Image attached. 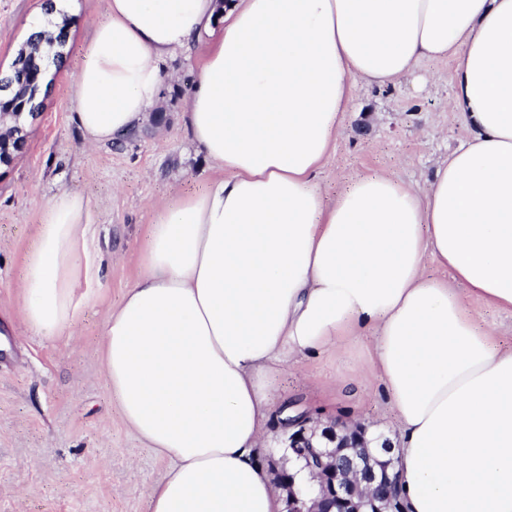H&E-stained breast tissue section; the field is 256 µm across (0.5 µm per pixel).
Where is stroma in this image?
<instances>
[{
	"instance_id": "35a3bbf8",
	"label": "stroma",
	"mask_w": 512,
	"mask_h": 512,
	"mask_svg": "<svg viewBox=\"0 0 512 512\" xmlns=\"http://www.w3.org/2000/svg\"><path fill=\"white\" fill-rule=\"evenodd\" d=\"M43 0H0V71L27 39ZM107 0H74L62 67L42 92L44 108L27 123L28 139L0 167V512H148L147 490L166 459L144 448L120 418L101 359L106 319L141 271L149 224L174 196L201 190L218 171L189 135L185 103L211 41L192 57H164L166 81L133 136L88 146L74 120L73 85L82 46ZM451 60H427L389 87L359 83L317 182L334 199L353 178L384 173L422 188L451 151L471 137L449 105ZM69 192L89 203V245L101 282L76 326L59 336L24 326L18 286L34 248L45 202ZM271 416L259 451L264 468L284 462L278 421L288 405L327 424L362 414L391 441L399 429L383 383L371 368L368 340L284 359L271 383Z\"/></svg>"
}]
</instances>
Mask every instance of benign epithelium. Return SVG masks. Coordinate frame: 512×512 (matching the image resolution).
Returning <instances> with one entry per match:
<instances>
[{"mask_svg": "<svg viewBox=\"0 0 512 512\" xmlns=\"http://www.w3.org/2000/svg\"><path fill=\"white\" fill-rule=\"evenodd\" d=\"M281 424L288 461L315 482L313 492L303 493L291 469L277 468L276 482L285 492L283 512H403L389 439L377 438L371 447L366 429L351 432L335 423L319 429L309 425L304 412Z\"/></svg>", "mask_w": 512, "mask_h": 512, "instance_id": "7a95c632", "label": "benign epithelium"}]
</instances>
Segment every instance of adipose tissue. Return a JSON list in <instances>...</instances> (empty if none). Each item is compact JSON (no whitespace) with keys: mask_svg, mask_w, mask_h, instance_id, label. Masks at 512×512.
Masks as SVG:
<instances>
[{"mask_svg":"<svg viewBox=\"0 0 512 512\" xmlns=\"http://www.w3.org/2000/svg\"><path fill=\"white\" fill-rule=\"evenodd\" d=\"M216 13L107 0L75 82L88 145L138 126L159 59L192 52ZM445 57L471 138L426 190L373 173L325 201L315 177L358 81L394 86ZM187 106L225 175L158 214L102 340L121 419L169 462L149 512H281L257 460L265 379L351 336L400 423L406 512H512V345L461 298L512 312V0H234ZM88 222L80 196L44 207L20 284L34 334L71 329L95 297Z\"/></svg>","mask_w":512,"mask_h":512,"instance_id":"ef3b65f1","label":"adipose tissue"}]
</instances>
